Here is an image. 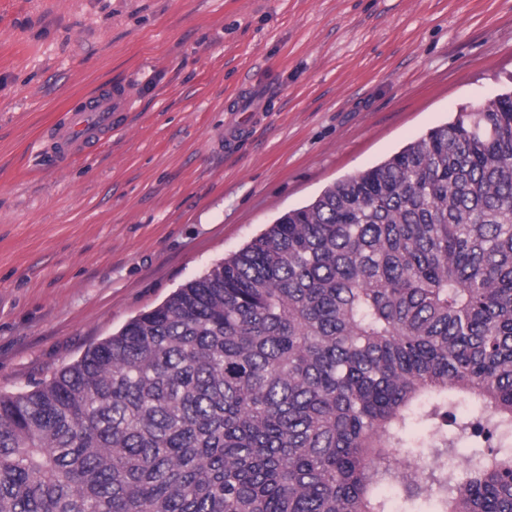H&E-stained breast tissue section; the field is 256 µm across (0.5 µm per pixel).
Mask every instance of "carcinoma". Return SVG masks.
<instances>
[{
    "instance_id": "1",
    "label": "carcinoma",
    "mask_w": 512,
    "mask_h": 512,
    "mask_svg": "<svg viewBox=\"0 0 512 512\" xmlns=\"http://www.w3.org/2000/svg\"><path fill=\"white\" fill-rule=\"evenodd\" d=\"M398 484L512 512L511 94L0 394V512H390Z\"/></svg>"
}]
</instances>
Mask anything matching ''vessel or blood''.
Masks as SVG:
<instances>
[{"mask_svg":"<svg viewBox=\"0 0 512 512\" xmlns=\"http://www.w3.org/2000/svg\"><path fill=\"white\" fill-rule=\"evenodd\" d=\"M131 104L132 90L125 85L85 96L79 109L47 129L43 153L64 161L79 158L93 143L111 136L113 126L129 112Z\"/></svg>","mask_w":512,"mask_h":512,"instance_id":"obj_1","label":"vessel or blood"}]
</instances>
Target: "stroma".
<instances>
[{
	"label": "stroma",
	"instance_id": "stroma-1",
	"mask_svg": "<svg viewBox=\"0 0 512 512\" xmlns=\"http://www.w3.org/2000/svg\"><path fill=\"white\" fill-rule=\"evenodd\" d=\"M129 84L112 137L38 138ZM512 91V0H0V392Z\"/></svg>",
	"mask_w": 512,
	"mask_h": 512
}]
</instances>
